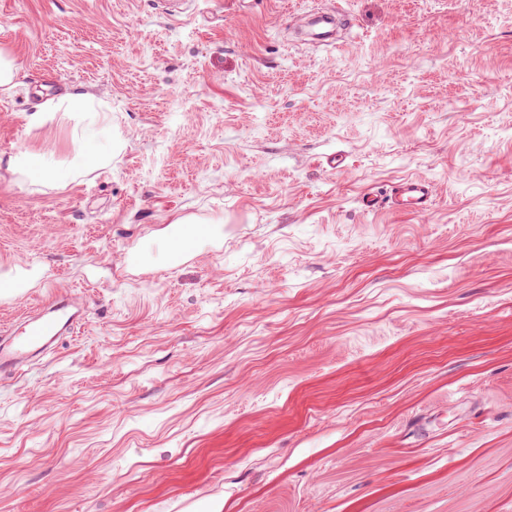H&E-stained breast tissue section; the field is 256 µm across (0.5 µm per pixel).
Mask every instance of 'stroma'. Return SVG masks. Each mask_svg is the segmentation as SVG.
Instances as JSON below:
<instances>
[{
  "label": "stroma",
  "instance_id": "stroma-1",
  "mask_svg": "<svg viewBox=\"0 0 512 512\" xmlns=\"http://www.w3.org/2000/svg\"><path fill=\"white\" fill-rule=\"evenodd\" d=\"M0 50V156L66 165L71 90L120 132L0 169V331L86 303L0 379V512H512V0H0ZM411 177L429 214L362 210ZM342 13L341 6H336V11L333 9L328 12H323L318 15L314 21L315 29L312 30V34L316 37L318 42L327 45L334 46V43L330 41V33L332 32L336 15ZM58 112L84 123L80 135L83 146L69 167L55 169L39 154L22 152L8 157L5 161L0 157V169L5 166L7 172L22 182L66 184L92 171L109 167L112 164V140L114 142L115 137L112 139V109L108 104L83 92L73 91L42 102L31 115L30 123L36 127L44 126L53 121ZM99 125H103L109 135L108 146L103 150L92 148L86 139L87 130Z\"/></svg>",
  "mask_w": 512,
  "mask_h": 512
}]
</instances>
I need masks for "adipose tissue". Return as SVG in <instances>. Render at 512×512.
Returning a JSON list of instances; mask_svg holds the SVG:
<instances>
[{"label": "adipose tissue", "mask_w": 512, "mask_h": 512, "mask_svg": "<svg viewBox=\"0 0 512 512\" xmlns=\"http://www.w3.org/2000/svg\"><path fill=\"white\" fill-rule=\"evenodd\" d=\"M60 113L82 121L88 128L99 125L107 131L112 128V110L108 104L76 91L42 102L32 114L30 122L33 126L41 127ZM111 163V149H95L86 143L80 147L76 159L69 167L63 169L50 167L42 156L30 152L8 157L4 166L7 172L22 182L65 184L92 171L109 167Z\"/></svg>", "instance_id": "ef3b65f1"}]
</instances>
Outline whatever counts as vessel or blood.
I'll list each match as a JSON object with an SVG mask.
<instances>
[{
	"label": "vessel or blood",
	"instance_id": "vessel-or-blood-1",
	"mask_svg": "<svg viewBox=\"0 0 512 512\" xmlns=\"http://www.w3.org/2000/svg\"><path fill=\"white\" fill-rule=\"evenodd\" d=\"M433 202V186L424 178L402 180L385 197L368 193L362 198L363 207L369 211L386 205L417 215L428 213ZM82 318L83 310L74 298L59 297L44 304L36 314L0 335V374H14L41 360L60 337L72 333Z\"/></svg>",
	"mask_w": 512,
	"mask_h": 512
}]
</instances>
